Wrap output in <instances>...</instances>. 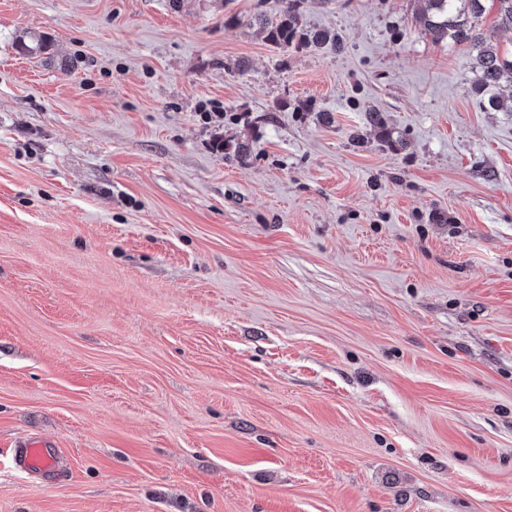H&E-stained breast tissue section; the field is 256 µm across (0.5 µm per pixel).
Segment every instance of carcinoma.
<instances>
[{
    "instance_id": "1",
    "label": "carcinoma",
    "mask_w": 512,
    "mask_h": 512,
    "mask_svg": "<svg viewBox=\"0 0 512 512\" xmlns=\"http://www.w3.org/2000/svg\"><path fill=\"white\" fill-rule=\"evenodd\" d=\"M491 2L496 10L494 28L483 30L478 19ZM279 8L272 14H260L256 21L265 33L267 42L286 51H318L330 48L341 51L346 39L338 32L313 30L303 24V14L308 0H278ZM424 32L435 43L467 45L470 48V66L474 74L471 85L473 95L485 111L499 110L501 103L494 90L506 83L512 85V49L500 47L495 30H512V0H425L421 14ZM367 125L392 150L400 148V142L392 139L387 122L381 111L365 110ZM216 148L224 151V157L246 156L247 145L231 143L224 139L216 142Z\"/></svg>"
}]
</instances>
